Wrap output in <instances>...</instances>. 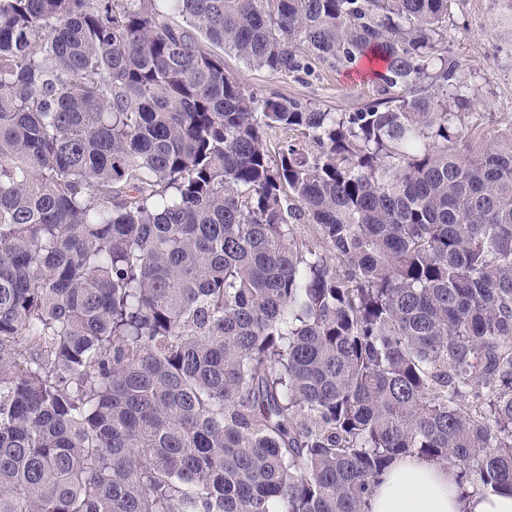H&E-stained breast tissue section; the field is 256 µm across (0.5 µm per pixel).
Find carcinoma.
Listing matches in <instances>:
<instances>
[{"instance_id": "cac0c4a2", "label": "carcinoma", "mask_w": 512, "mask_h": 512, "mask_svg": "<svg viewBox=\"0 0 512 512\" xmlns=\"http://www.w3.org/2000/svg\"><path fill=\"white\" fill-rule=\"evenodd\" d=\"M451 3L0 0V512H368L407 454L512 492V137L453 123ZM224 67L246 90L259 97L299 99L326 112H353L373 96L366 61L350 71H336L326 63L313 61L308 74L271 76L251 69L233 54L224 52Z\"/></svg>"}]
</instances>
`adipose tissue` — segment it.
Returning <instances> with one entry per match:
<instances>
[{
  "label": "adipose tissue",
  "mask_w": 512,
  "mask_h": 512,
  "mask_svg": "<svg viewBox=\"0 0 512 512\" xmlns=\"http://www.w3.org/2000/svg\"><path fill=\"white\" fill-rule=\"evenodd\" d=\"M369 512H512V494L485 492L464 501L447 466L398 457L374 488Z\"/></svg>",
  "instance_id": "1"
}]
</instances>
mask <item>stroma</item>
<instances>
[{"label":"stroma","mask_w":512,"mask_h":512,"mask_svg":"<svg viewBox=\"0 0 512 512\" xmlns=\"http://www.w3.org/2000/svg\"><path fill=\"white\" fill-rule=\"evenodd\" d=\"M448 53L472 77L479 104L468 118L495 143L512 134V0H453L448 17ZM224 66L260 97L299 99L326 112H352L373 96L369 70H335L314 62L310 73L269 75L233 54Z\"/></svg>","instance_id":"1"}]
</instances>
